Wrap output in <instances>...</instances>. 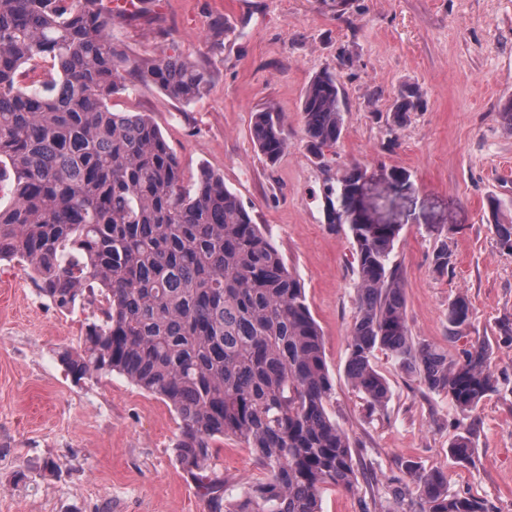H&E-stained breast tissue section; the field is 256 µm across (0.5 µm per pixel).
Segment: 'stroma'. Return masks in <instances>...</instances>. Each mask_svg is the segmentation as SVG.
Listing matches in <instances>:
<instances>
[{
	"mask_svg": "<svg viewBox=\"0 0 512 512\" xmlns=\"http://www.w3.org/2000/svg\"><path fill=\"white\" fill-rule=\"evenodd\" d=\"M109 35L131 59L167 55L206 74L191 102L134 80L110 108L150 114L185 184L203 166L221 174L301 280L333 384L327 408L358 469L356 491L322 490V512H359L360 498L410 466L441 470L451 491L512 512V344L498 333L512 317V253L488 223L493 198L512 221V134L499 117L512 97V0H351L342 12L332 0H143L113 17ZM325 69L339 75L348 110L340 143L320 160L306 146L301 100ZM408 87L422 105L388 134V111ZM262 109L279 113L288 136L273 165L251 137ZM353 164L369 177L364 206L401 227L394 260L413 336L453 358L479 336L493 347L501 390L475 412L468 462L448 452L461 413L387 352L373 359L391 390L385 408L371 411L347 377L356 254L347 225L326 223L324 192ZM393 169L408 171L410 190L388 192L382 175ZM441 249L452 259L444 274L433 270ZM460 293L471 318L451 343L448 305ZM98 316L87 304L57 308L25 262L0 261V512H208L176 460L170 404L118 373L66 375L59 352L78 347ZM216 464L230 498L259 475L231 437Z\"/></svg>",
	"mask_w": 512,
	"mask_h": 512,
	"instance_id": "1",
	"label": "stroma"
}]
</instances>
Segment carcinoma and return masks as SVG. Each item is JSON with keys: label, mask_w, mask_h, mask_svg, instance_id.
Listing matches in <instances>:
<instances>
[{"label": "carcinoma", "mask_w": 512, "mask_h": 512, "mask_svg": "<svg viewBox=\"0 0 512 512\" xmlns=\"http://www.w3.org/2000/svg\"><path fill=\"white\" fill-rule=\"evenodd\" d=\"M111 25L101 0H0V180L11 179L12 194L0 208V260L24 261L39 294L60 309L99 303L101 318L86 323L80 347L60 352V363L76 383L115 371L174 408L176 459L208 512H321L323 487L353 492L358 479L350 439L327 410L333 385L303 285L223 177L203 167L185 188L152 117L110 109L132 71L182 102L207 88L202 71L171 56L133 64L109 38ZM39 65L52 79L22 85L25 67ZM418 107L419 91L400 92L388 132ZM301 112L309 147L325 157L344 130L337 74L311 79ZM251 135L276 164L287 146L278 116L254 113ZM363 175L354 165L326 187L330 209ZM344 223L357 262L351 384L371 407L385 406L390 387L373 363L381 349L428 391L474 412L500 390L488 340L476 338L455 360L415 340L393 260L399 225ZM491 228L512 252V223ZM469 323L459 294L448 305V338ZM474 430L472 421L449 443L457 460L469 461ZM226 437L250 448L261 471L235 499L214 464ZM411 479L416 501L394 482L386 489L401 512H489L450 491L439 471Z\"/></svg>", "instance_id": "obj_1"}]
</instances>
